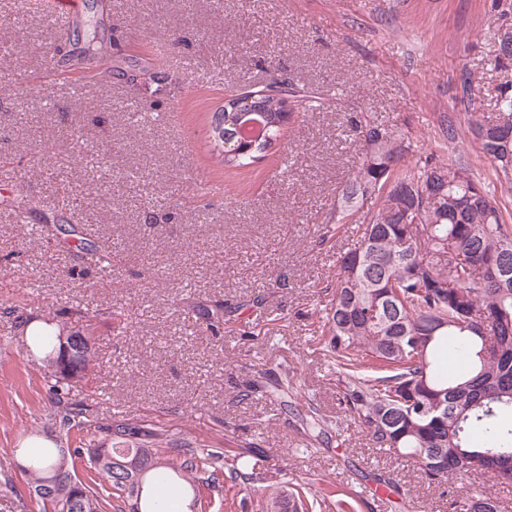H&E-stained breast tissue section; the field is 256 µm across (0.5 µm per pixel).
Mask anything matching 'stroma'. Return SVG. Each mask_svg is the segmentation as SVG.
<instances>
[{
    "instance_id": "stroma-1",
    "label": "stroma",
    "mask_w": 512,
    "mask_h": 512,
    "mask_svg": "<svg viewBox=\"0 0 512 512\" xmlns=\"http://www.w3.org/2000/svg\"><path fill=\"white\" fill-rule=\"evenodd\" d=\"M105 29L91 47L123 77L88 80L62 70L42 81L62 29L18 0H0V512H40L17 468L31 439L58 448L111 446L115 425L164 432L170 448H214L225 462L262 458L254 487L219 471L221 512H261L277 487L329 482L358 498V512H460L465 495L493 491L512 512V487L484 476L433 483L407 462L372 448L343 413L320 340L325 287L356 232L319 243L334 223L342 185L361 158L346 117L368 113L413 145L410 162L453 161L495 181L469 132L491 112L512 68L494 56L512 32V0H100ZM165 44L207 82L161 66L139 67ZM196 72V73H197ZM285 78L321 93L324 106L291 121L275 154L250 176L217 171L209 126L195 104ZM79 128L88 146L72 160ZM204 179L225 194L197 193ZM33 197L16 222L17 194ZM112 247V276L84 260L57 217ZM223 306V332L189 320L191 307ZM70 326L86 310L96 368L73 389L79 405L64 427L44 368L30 356L5 308ZM124 310L122 320L112 317ZM293 376L333 427L308 452L292 412L274 397L243 401L256 366ZM390 475L379 497L368 477Z\"/></svg>"
}]
</instances>
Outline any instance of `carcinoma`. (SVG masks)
Masks as SVG:
<instances>
[{"label": "carcinoma", "instance_id": "1", "mask_svg": "<svg viewBox=\"0 0 512 512\" xmlns=\"http://www.w3.org/2000/svg\"><path fill=\"white\" fill-rule=\"evenodd\" d=\"M324 105L321 94L272 82L256 92L231 94L208 115L214 165L239 173L264 159L297 112ZM364 154L345 182L336 223L318 229L323 242L344 236L360 215L354 248L337 259L329 311L320 336L335 365L339 402L373 447L406 459L440 483L478 472L500 484L512 482V224L496 196L464 167L417 166L411 143L373 116L346 120ZM470 132L484 157L512 189V93L495 112L473 121ZM238 150L225 148L226 142ZM379 204L368 212L365 206ZM32 344L54 379L63 403L75 385L51 367L63 355L61 335L43 331ZM95 339L85 342L73 367L95 368ZM258 377L242 384L248 400L265 393ZM163 434L147 439L118 431L112 456L132 453L151 463L141 491L130 492L123 474L94 457L91 444L67 459L73 487L37 494L62 462L59 448L29 449L23 470L41 512H102L104 499L77 477V463L95 471L128 512H169L177 480L188 491L209 485L206 473L223 467L206 448H163ZM259 460L238 456L230 478L247 483ZM335 495L329 486L306 494L286 486L271 493L269 512H321ZM464 512H501L490 491L470 495Z\"/></svg>", "mask_w": 512, "mask_h": 512}]
</instances>
